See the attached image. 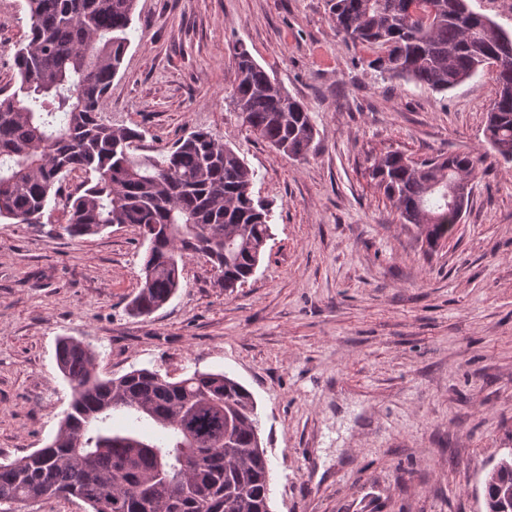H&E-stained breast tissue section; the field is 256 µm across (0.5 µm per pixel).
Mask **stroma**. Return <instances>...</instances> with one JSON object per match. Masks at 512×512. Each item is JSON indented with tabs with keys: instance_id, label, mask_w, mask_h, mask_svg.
I'll return each instance as SVG.
<instances>
[{
	"instance_id": "obj_1",
	"label": "stroma",
	"mask_w": 512,
	"mask_h": 512,
	"mask_svg": "<svg viewBox=\"0 0 512 512\" xmlns=\"http://www.w3.org/2000/svg\"><path fill=\"white\" fill-rule=\"evenodd\" d=\"M30 26L0 0V87ZM106 118L154 156L203 129L255 170L271 233L254 275L214 288L204 257L149 316L129 312L145 247L122 224L71 239L63 198L0 224V459L46 446L70 408L59 338L102 378L223 372L253 395L272 512H485L483 477L512 448V164L486 154L488 71L438 93L382 79L327 0H137ZM243 45L307 107V159L241 131L229 106ZM479 151L452 236L431 248L374 187L373 159Z\"/></svg>"
}]
</instances>
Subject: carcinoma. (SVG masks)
Here are the masks:
<instances>
[{
    "label": "carcinoma",
    "mask_w": 512,
    "mask_h": 512,
    "mask_svg": "<svg viewBox=\"0 0 512 512\" xmlns=\"http://www.w3.org/2000/svg\"><path fill=\"white\" fill-rule=\"evenodd\" d=\"M31 29L14 55L18 86L0 88V222L38 224L62 178L93 176L67 198L71 238L135 224L148 241L131 311L149 316L179 288L185 262L203 256L214 287L232 292L254 274L270 238V210L254 199L256 173L205 130L156 156H138L140 130L103 116L112 79L130 43L136 0H26ZM460 0H329L336 31L375 54L385 80L445 92L512 52V34ZM231 105L240 128L296 159L318 131L305 106L245 51L235 53ZM496 97L486 145L512 163V61L494 70ZM484 155L414 160L389 151L370 178L405 224L425 225L431 248L453 233L464 209L448 182L476 178ZM56 364L73 390L69 411L44 448L0 460L3 512L44 496L75 497L89 512H271L269 466L249 390L226 373L199 370L178 380L149 368L103 379L96 353L60 339ZM130 424L113 429L112 413ZM147 423L157 435L140 433ZM512 459L484 486L486 512H512Z\"/></svg>",
    "instance_id": "cac0c4a2"
}]
</instances>
